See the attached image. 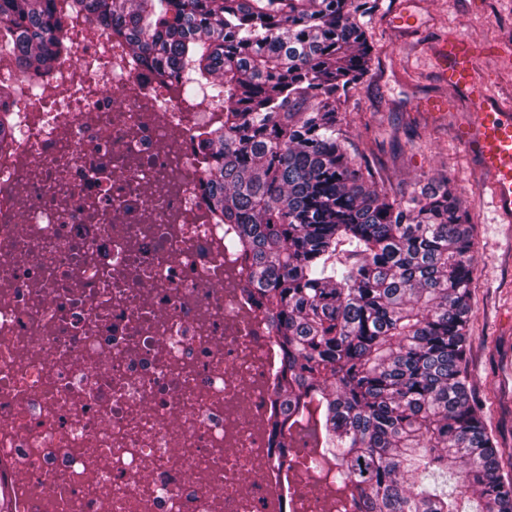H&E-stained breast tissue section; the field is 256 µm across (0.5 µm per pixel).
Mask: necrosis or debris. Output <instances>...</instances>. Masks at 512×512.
<instances>
[{
	"label": "necrosis or debris",
	"mask_w": 512,
	"mask_h": 512,
	"mask_svg": "<svg viewBox=\"0 0 512 512\" xmlns=\"http://www.w3.org/2000/svg\"><path fill=\"white\" fill-rule=\"evenodd\" d=\"M0 119V467L17 512H340L271 455L273 333L202 194L188 100L85 20Z\"/></svg>",
	"instance_id": "obj_1"
}]
</instances>
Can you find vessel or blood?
<instances>
[{"label":"vessel or blood","instance_id":"vessel-or-blood-1","mask_svg":"<svg viewBox=\"0 0 512 512\" xmlns=\"http://www.w3.org/2000/svg\"><path fill=\"white\" fill-rule=\"evenodd\" d=\"M487 51L467 37L451 32L437 39L431 60L451 97L423 101L428 111L453 107L454 96H462L475 107L473 114L455 123L453 135L488 180L493 203L502 223H512V99L492 95L481 69Z\"/></svg>","mask_w":512,"mask_h":512}]
</instances>
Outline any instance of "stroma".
Returning a JSON list of instances; mask_svg holds the SVG:
<instances>
[{"label": "stroma", "mask_w": 512, "mask_h": 512, "mask_svg": "<svg viewBox=\"0 0 512 512\" xmlns=\"http://www.w3.org/2000/svg\"><path fill=\"white\" fill-rule=\"evenodd\" d=\"M401 0H377L367 22L375 48L363 83L344 106L358 151L383 166L385 186L400 195L430 178L447 176L473 226L474 271L470 294L466 370L485 425L504 459L512 458V224L495 221L485 175L450 134L471 111L466 98L453 113H431L420 102L448 95L424 56L426 43L448 31L483 45L512 43V0H402L419 24L393 26Z\"/></svg>", "instance_id": "stroma-1"}]
</instances>
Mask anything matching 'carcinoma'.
<instances>
[{
	"mask_svg": "<svg viewBox=\"0 0 512 512\" xmlns=\"http://www.w3.org/2000/svg\"><path fill=\"white\" fill-rule=\"evenodd\" d=\"M373 0H0V47L44 77L61 12L128 40L187 96L208 87L211 211L250 261L278 352L276 464L316 449L351 512H512V470L464 354L473 240L440 178L400 196L355 155L339 105L370 70Z\"/></svg>",
	"mask_w": 512,
	"mask_h": 512,
	"instance_id": "1",
	"label": "carcinoma"
}]
</instances>
